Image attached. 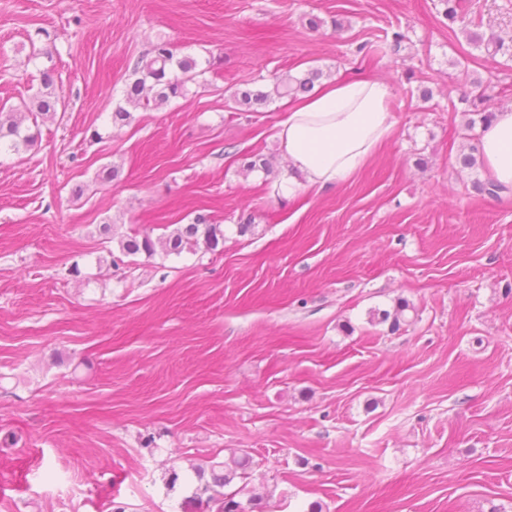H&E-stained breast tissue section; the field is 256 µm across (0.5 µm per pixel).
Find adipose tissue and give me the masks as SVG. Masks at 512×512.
<instances>
[{"mask_svg":"<svg viewBox=\"0 0 512 512\" xmlns=\"http://www.w3.org/2000/svg\"><path fill=\"white\" fill-rule=\"evenodd\" d=\"M389 85L346 79L293 103L277 137L288 157L284 181L327 190L360 171L394 130ZM481 156L490 180L512 187V107L495 112L483 130Z\"/></svg>","mask_w":512,"mask_h":512,"instance_id":"ef3b65f1","label":"adipose tissue"}]
</instances>
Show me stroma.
I'll list each match as a JSON object with an SVG mask.
<instances>
[{"label":"stroma","instance_id":"1","mask_svg":"<svg viewBox=\"0 0 512 512\" xmlns=\"http://www.w3.org/2000/svg\"><path fill=\"white\" fill-rule=\"evenodd\" d=\"M160 39L208 69L113 124ZM46 68L65 110L0 153V512H216L195 470L244 455L253 512H512V192L458 161L511 59L437 0H0V104ZM311 69L386 80L395 121L321 193L280 185L287 99H234ZM200 214L217 244L119 247ZM469 40L474 43L477 47H484L488 52H492L493 54L502 53L504 55H508L509 58H512V38L506 44L505 39L500 35L491 33L488 38H485L484 35H480L474 31H470L467 33Z\"/></svg>","mask_w":512,"mask_h":512}]
</instances>
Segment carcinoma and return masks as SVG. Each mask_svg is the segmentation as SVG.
<instances>
[{"label":"carcinoma","mask_w":512,"mask_h":512,"mask_svg":"<svg viewBox=\"0 0 512 512\" xmlns=\"http://www.w3.org/2000/svg\"><path fill=\"white\" fill-rule=\"evenodd\" d=\"M442 15L448 24L457 22L465 23L475 28L482 23V18L477 16L472 0H438ZM469 40L478 47H483L494 54L502 53L512 58V40L507 42L500 35L492 33L484 37L474 31L468 32ZM200 66L199 61L191 56L177 58L170 44L164 40H158L149 52V56L141 58L134 66V72L140 77L129 83L124 91L126 106H119L112 113V121L115 124L122 123L130 117L129 108L149 109L151 103H164L175 98H183L187 94V82L194 78L196 70ZM322 72L315 70L303 74L300 77L290 75L279 76L273 82V88L266 91L262 88L239 91L235 101L246 107L248 112H256L267 105L274 97H292L309 91L315 80L320 78ZM40 90L33 99V107L26 108L28 117L33 125H38V120L44 116H53L58 112L61 97L56 92L57 80L55 72L45 70L41 75ZM488 97L481 92L465 99L468 104L467 124L469 129L477 125L485 126L493 118L494 112L487 105ZM7 138L10 147L15 148L19 143L29 144L35 140V135L22 133V123L12 112H3L0 109V139ZM204 237L212 245L218 244L217 229L207 223L203 216L195 218L191 224H185L176 229L162 241L163 250L168 254H179L184 248L197 241L198 237ZM123 253L135 255L139 252H154L155 244L149 236L131 235L120 241ZM410 308L406 301L399 302L394 313H383L382 321H391V330L397 331L402 323L406 322L405 312ZM250 460L242 457L233 465L225 466L224 472L212 473V484L206 489L214 490L209 500L219 503V512H244V508L235 497L247 490L249 484ZM239 482L240 486L225 493L222 488Z\"/></svg>","instance_id":"cac0c4a2"}]
</instances>
